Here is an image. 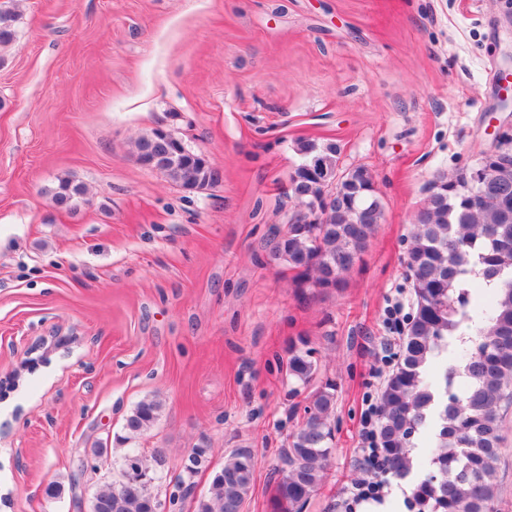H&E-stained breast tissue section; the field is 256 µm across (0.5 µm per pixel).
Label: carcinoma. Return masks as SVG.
<instances>
[{
	"instance_id": "obj_1",
	"label": "carcinoma",
	"mask_w": 512,
	"mask_h": 512,
	"mask_svg": "<svg viewBox=\"0 0 512 512\" xmlns=\"http://www.w3.org/2000/svg\"><path fill=\"white\" fill-rule=\"evenodd\" d=\"M15 14L0 10V46L15 39ZM155 132L135 142L136 156L185 188L208 184L201 161L151 146ZM307 161L335 175L337 149L301 144ZM411 232L408 268L412 272L415 311L401 338L396 368L380 393L379 441L387 470L409 483L418 512H492L496 465L501 443V411L512 404V179L489 187L461 175L441 179ZM292 197L310 203L320 193L313 180L290 185ZM84 190L61 181L52 201L71 208ZM336 207L323 224H287L268 238L270 259L295 272L300 288H340L359 261L384 213L368 171L353 169L336 183ZM314 349L299 339L288 346L286 376L294 392H308L301 422L289 435L274 469L272 512H305L324 482L334 447L331 424L336 385L313 386L318 372ZM161 404L140 400L126 417L132 439L147 432ZM207 451L194 448L168 494L177 512L187 479L205 466ZM147 473L136 493L123 491L128 466ZM165 457L157 451L147 462L133 451L124 457L120 479L97 492L112 501V512H150L152 492L162 478ZM252 453L240 449L224 458L195 512H238L253 483Z\"/></svg>"
}]
</instances>
